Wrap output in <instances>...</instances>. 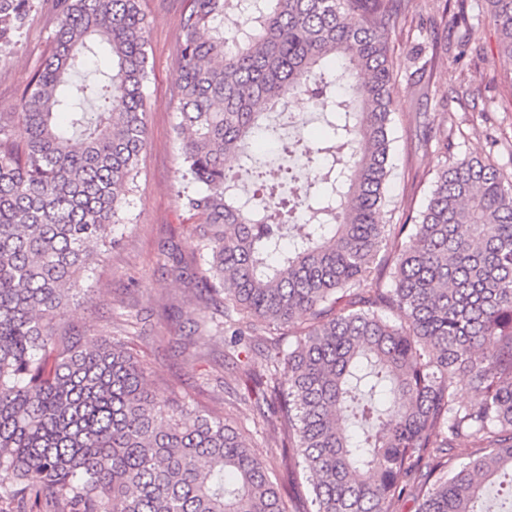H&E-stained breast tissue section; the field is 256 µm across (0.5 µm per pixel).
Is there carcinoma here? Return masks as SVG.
I'll return each mask as SVG.
<instances>
[{"label": "carcinoma", "mask_w": 512, "mask_h": 512, "mask_svg": "<svg viewBox=\"0 0 512 512\" xmlns=\"http://www.w3.org/2000/svg\"><path fill=\"white\" fill-rule=\"evenodd\" d=\"M512 61V0H485ZM35 0H0V55ZM242 23L224 30L226 10ZM401 0H189L176 87L199 223L173 256L205 313L194 345L263 336L236 399L277 426L307 512H486L512 500V180L450 158L424 210L384 219ZM50 53L0 117V501L11 512H288L250 430L152 394L127 343L67 323L114 243L147 145L139 0H57ZM301 92L329 134L258 172L246 145ZM235 156L271 199L226 172ZM292 183L286 198L279 189ZM294 341L283 347L281 332ZM466 380L472 398L463 402Z\"/></svg>", "instance_id": "carcinoma-1"}]
</instances>
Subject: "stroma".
<instances>
[{
    "label": "stroma",
    "mask_w": 512,
    "mask_h": 512,
    "mask_svg": "<svg viewBox=\"0 0 512 512\" xmlns=\"http://www.w3.org/2000/svg\"><path fill=\"white\" fill-rule=\"evenodd\" d=\"M148 23L146 39L151 69L146 84L147 146L141 156L136 187L127 198L129 222L116 227L117 244L108 259L90 272V300L72 317L80 326L122 335L132 321L134 354L150 369L157 397H177L192 409H205L240 420L252 410L232 396L240 385L243 365L226 355L223 343L191 359L184 338L201 304L183 283L168 273L171 250L189 254L196 224L178 198L193 190L182 177L176 84L179 79V35L186 0H140ZM468 25H461L452 0H412L408 12L387 40L395 61L394 114L388 183L396 211L422 210L433 189L434 176L445 162L436 137L454 130V156L489 159L512 177V104L503 92L512 81V64L498 54L484 0H465ZM57 26L54 0H40L7 59L0 60V116L19 111L20 93L50 49ZM468 35L469 50L479 51L474 66L461 67L446 42ZM464 72L475 105L462 108L443 102L451 73ZM277 428L253 434L252 453L272 468L280 483L295 490L290 512H305L301 495L305 474L286 467L280 457Z\"/></svg>",
    "instance_id": "1"
}]
</instances>
